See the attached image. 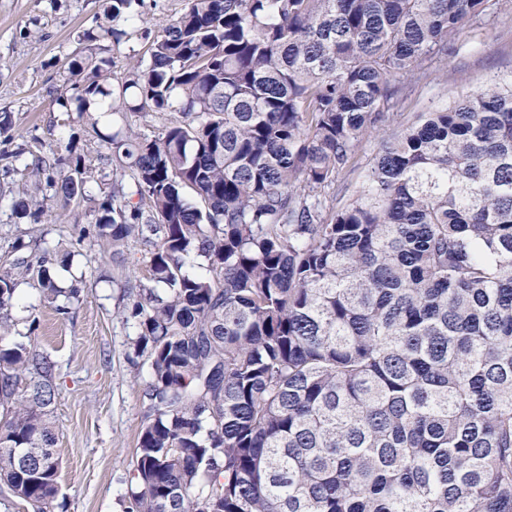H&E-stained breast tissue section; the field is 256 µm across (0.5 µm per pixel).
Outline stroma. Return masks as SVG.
Wrapping results in <instances>:
<instances>
[{"mask_svg":"<svg viewBox=\"0 0 512 512\" xmlns=\"http://www.w3.org/2000/svg\"><path fill=\"white\" fill-rule=\"evenodd\" d=\"M104 0H0V113L12 125L0 134V152L41 138L64 152L72 133L80 148L95 154L98 140L81 123L64 125L53 91L69 78L68 63L90 54L112 57L114 79L122 81L130 56H143L144 40L116 44L97 29ZM426 77L413 80L396 114L386 122L394 133L422 112L447 106L458 93L512 74V0H501L471 21L447 57L426 63ZM26 177L0 171V262L23 232L46 233L72 253L70 266L57 269V282H79L81 296L69 314H58L27 281L16 287L11 309L16 334L29 336L57 365V398L52 407L55 452L60 462L56 500L49 512H129L128 479L138 448L143 389L149 363L136 356L137 330L123 311L141 269L112 261L102 247L80 235L91 222L86 206L62 211L56 197L45 200L55 224L31 225L11 211L29 190Z\"/></svg>","mask_w":512,"mask_h":512,"instance_id":"stroma-1","label":"stroma"}]
</instances>
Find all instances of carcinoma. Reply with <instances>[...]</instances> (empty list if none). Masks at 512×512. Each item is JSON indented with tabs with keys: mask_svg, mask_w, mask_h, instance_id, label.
<instances>
[{
	"mask_svg": "<svg viewBox=\"0 0 512 512\" xmlns=\"http://www.w3.org/2000/svg\"><path fill=\"white\" fill-rule=\"evenodd\" d=\"M489 0H187L147 60L69 63L62 111L173 117L98 133L88 157L14 153L16 212L148 247L126 307L149 361L130 512H512V75L390 136L388 110ZM144 0H106L100 36L132 37ZM380 139L361 189H326ZM112 178L96 199L91 182ZM0 266V342L18 279L66 315L68 255L16 237ZM54 363L0 347V483L47 512L58 493ZM43 461L36 475L27 461Z\"/></svg>",
	"mask_w": 512,
	"mask_h": 512,
	"instance_id": "cac0c4a2",
	"label": "carcinoma"
}]
</instances>
